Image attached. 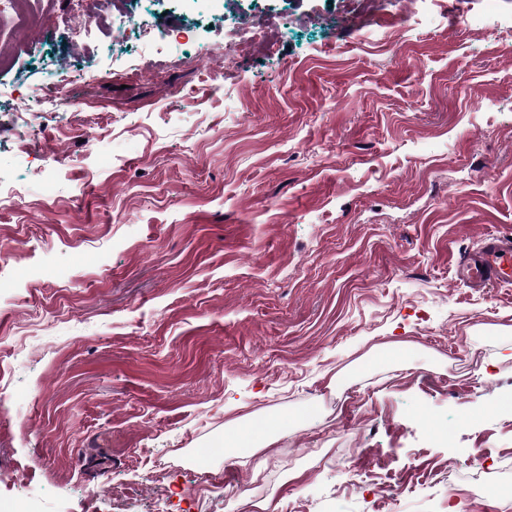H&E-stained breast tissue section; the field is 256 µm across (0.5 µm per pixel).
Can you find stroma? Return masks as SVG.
Masks as SVG:
<instances>
[{"mask_svg":"<svg viewBox=\"0 0 512 512\" xmlns=\"http://www.w3.org/2000/svg\"><path fill=\"white\" fill-rule=\"evenodd\" d=\"M344 4L137 0L117 43L110 0L0 20V332L33 335L0 343V508L512 512V284L453 275L512 233V0H409L375 45ZM228 13L273 48L226 62ZM258 416L269 446L223 453Z\"/></svg>","mask_w":512,"mask_h":512,"instance_id":"1","label":"stroma"}]
</instances>
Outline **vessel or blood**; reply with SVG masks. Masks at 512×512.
<instances>
[{
  "label": "vessel or blood",
  "instance_id": "vessel-or-blood-1",
  "mask_svg": "<svg viewBox=\"0 0 512 512\" xmlns=\"http://www.w3.org/2000/svg\"><path fill=\"white\" fill-rule=\"evenodd\" d=\"M455 276L468 287L484 289L512 282V236L492 234L456 265Z\"/></svg>",
  "mask_w": 512,
  "mask_h": 512
}]
</instances>
